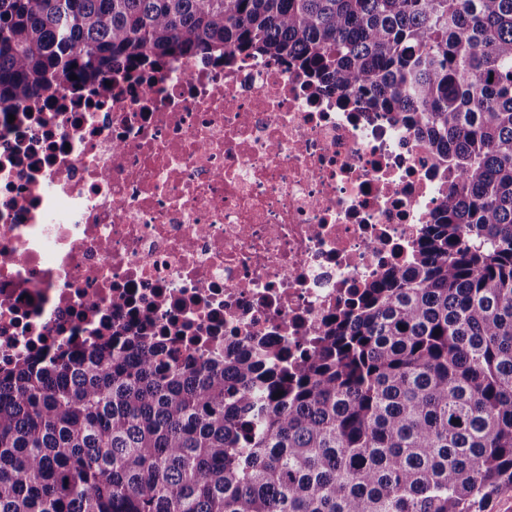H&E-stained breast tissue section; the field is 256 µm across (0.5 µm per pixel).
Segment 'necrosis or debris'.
<instances>
[{"instance_id": "4bbe7bcc", "label": "necrosis or debris", "mask_w": 512, "mask_h": 512, "mask_svg": "<svg viewBox=\"0 0 512 512\" xmlns=\"http://www.w3.org/2000/svg\"><path fill=\"white\" fill-rule=\"evenodd\" d=\"M0 121V366L156 333L311 349L328 315L410 263L438 200L415 128L259 60L116 68Z\"/></svg>"}]
</instances>
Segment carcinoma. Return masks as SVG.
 I'll return each instance as SVG.
<instances>
[{
	"label": "carcinoma",
	"mask_w": 512,
	"mask_h": 512,
	"mask_svg": "<svg viewBox=\"0 0 512 512\" xmlns=\"http://www.w3.org/2000/svg\"><path fill=\"white\" fill-rule=\"evenodd\" d=\"M236 54L416 128L439 197L410 266L299 360L121 326L0 369V512H485L512 489V0H0V113Z\"/></svg>",
	"instance_id": "1"
}]
</instances>
